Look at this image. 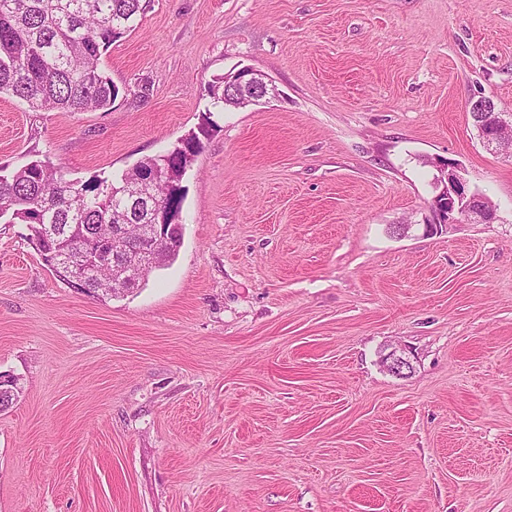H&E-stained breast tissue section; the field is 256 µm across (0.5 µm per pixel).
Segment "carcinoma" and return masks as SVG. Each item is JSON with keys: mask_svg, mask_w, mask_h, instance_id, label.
Masks as SVG:
<instances>
[{"mask_svg": "<svg viewBox=\"0 0 512 512\" xmlns=\"http://www.w3.org/2000/svg\"><path fill=\"white\" fill-rule=\"evenodd\" d=\"M142 10L141 0H0V94H10L33 110L65 112L107 111L119 87L100 69L112 41L122 37ZM202 149L192 132L172 151L146 158L132 169L78 184L48 160H33L0 174V222L30 225L35 246L62 279L73 266L52 263L51 254L79 259V247L100 251V240L112 238L120 223L117 209L130 179L141 171L165 175L158 198L169 213L168 222L183 223V176ZM152 223L142 202L127 214L126 236L134 241L138 225ZM52 225L58 234L45 238L41 227ZM112 282V257H104L91 278L78 285L97 294V280Z\"/></svg>", "mask_w": 512, "mask_h": 512, "instance_id": "carcinoma-1", "label": "carcinoma"}]
</instances>
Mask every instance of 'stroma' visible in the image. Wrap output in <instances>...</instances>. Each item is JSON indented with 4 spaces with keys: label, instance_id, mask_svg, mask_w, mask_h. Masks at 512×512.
<instances>
[{
    "label": "stroma",
    "instance_id": "obj_1",
    "mask_svg": "<svg viewBox=\"0 0 512 512\" xmlns=\"http://www.w3.org/2000/svg\"><path fill=\"white\" fill-rule=\"evenodd\" d=\"M245 66L279 97L214 111ZM101 68L104 112L1 95L0 167L208 134L175 261L123 296L0 223V512H512V156L468 107L512 114V0H142ZM445 160L498 221L425 231Z\"/></svg>",
    "mask_w": 512,
    "mask_h": 512
}]
</instances>
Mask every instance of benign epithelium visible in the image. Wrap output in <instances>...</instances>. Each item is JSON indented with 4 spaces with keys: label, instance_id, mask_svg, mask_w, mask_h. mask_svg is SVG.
<instances>
[{
    "label": "benign epithelium",
    "instance_id": "7a95c632",
    "mask_svg": "<svg viewBox=\"0 0 512 512\" xmlns=\"http://www.w3.org/2000/svg\"><path fill=\"white\" fill-rule=\"evenodd\" d=\"M279 95L273 81L250 67L237 70L233 76L224 77V101H239L245 105L255 104ZM469 112L479 131L483 145L493 152L512 154V139H506V133L512 132V115L504 117L500 112L487 111L486 100L479 98L470 102ZM160 175L152 173L139 179L136 195L153 202V188L159 182ZM438 194L433 200L435 222H427L428 230L438 226L441 214H446L444 223H459V216L466 215L473 224H492L497 220L496 205L482 192L471 191L457 174L456 166L450 162L439 167L436 177ZM164 211L153 208V223L144 226L141 238L157 246L165 239ZM157 253H150L140 247L118 246L117 238H112V264L123 272V279L138 281L143 269L154 263ZM383 367L390 373L401 376L410 369V362L398 351L393 350L381 360Z\"/></svg>",
    "mask_w": 512,
    "mask_h": 512
}]
</instances>
